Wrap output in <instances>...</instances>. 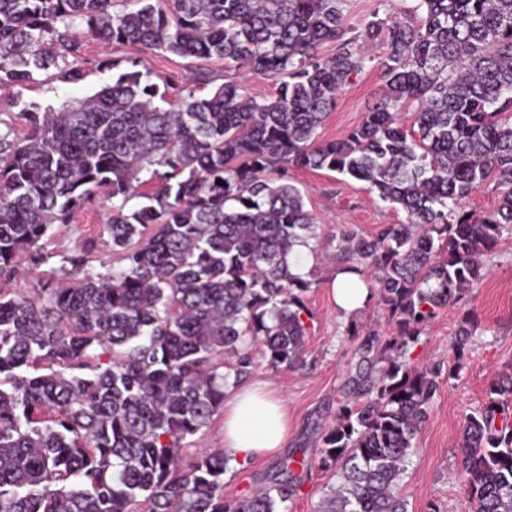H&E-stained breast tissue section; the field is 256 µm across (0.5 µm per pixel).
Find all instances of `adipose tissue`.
<instances>
[{
	"mask_svg": "<svg viewBox=\"0 0 512 512\" xmlns=\"http://www.w3.org/2000/svg\"><path fill=\"white\" fill-rule=\"evenodd\" d=\"M336 307L346 316L365 308L369 292L359 274L337 269L330 280ZM224 446L236 461H247L261 454L284 448L288 436L286 405L272 383L260 381L252 386L232 389L224 394Z\"/></svg>",
	"mask_w": 512,
	"mask_h": 512,
	"instance_id": "obj_1",
	"label": "adipose tissue"
}]
</instances>
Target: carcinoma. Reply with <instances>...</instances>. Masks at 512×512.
<instances>
[{
  "mask_svg": "<svg viewBox=\"0 0 512 512\" xmlns=\"http://www.w3.org/2000/svg\"><path fill=\"white\" fill-rule=\"evenodd\" d=\"M0 0V86L52 70L70 81L89 40L188 60L183 80L125 70L56 111L18 112L0 135V279L38 275L34 294L0 290V512H278L301 478L224 498V450L187 453L258 351L273 368L304 358L314 270L294 275L317 221L294 168L363 182L405 223L336 235V265L368 268L393 332L362 336L322 438L334 470L319 512H407L404 463L442 379L465 364V315L448 373L412 348L439 310L482 275L480 256L512 231V0H418L409 22L372 16L346 37V0ZM66 19H78L74 28ZM383 98L342 137L319 129L365 47ZM338 43L336 53L322 47ZM272 81L258 97L227 73ZM414 108L407 130L398 114ZM222 184H217L216 180ZM489 183L499 202H461ZM111 202L102 233L118 257L86 269L97 240L61 256L43 240L74 213ZM111 358L103 362L101 354ZM458 481L474 512H512V365L464 415Z\"/></svg>",
  "mask_w": 512,
  "mask_h": 512,
  "instance_id": "obj_1",
  "label": "carcinoma"
}]
</instances>
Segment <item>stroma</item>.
<instances>
[{"instance_id": "35a3bbf8", "label": "stroma", "mask_w": 512, "mask_h": 512, "mask_svg": "<svg viewBox=\"0 0 512 512\" xmlns=\"http://www.w3.org/2000/svg\"><path fill=\"white\" fill-rule=\"evenodd\" d=\"M416 8L417 0H347L346 26L350 32H359L375 15L407 21ZM384 53L383 45H375L369 61L350 76L320 129L322 138H338L362 123L382 92L376 61ZM116 62L172 79L182 78L186 67L185 59L171 54L128 46L106 49L92 40L80 65L81 80L39 79L20 90L17 107L43 112L85 99L111 82ZM292 178L320 225L317 254L311 259L316 282L306 294L311 313L306 352L303 363L291 369L272 368L262 356H255L249 375L250 381L273 383L282 395L288 409V441L277 453L229 466L224 474V495L253 494L267 487L289 464L302 473L303 481L283 512H318L337 482L332 472L319 469L318 460L322 436L335 419L342 382L355 361L358 342L347 335V327L354 320L363 329H376L383 336L391 332L387 315L377 304H369L353 320L337 310L329 287L333 267L327 256L334 251V236L340 230L351 228L371 235L380 225L406 222L407 215L371 195L364 183L328 170L296 169ZM105 219L102 207L77 211L71 224L47 241V250L57 255L71 252L85 240L98 237ZM483 262L484 275L471 289L466 306L442 308L425 328L412 355L419 366H451L452 337L465 308L474 309L476 321L466 347V367L459 377L442 380L399 483L408 512H473L455 481L462 457L460 432L466 409L484 402L490 379L512 363V234L504 233L497 246L485 252Z\"/></svg>"}]
</instances>
